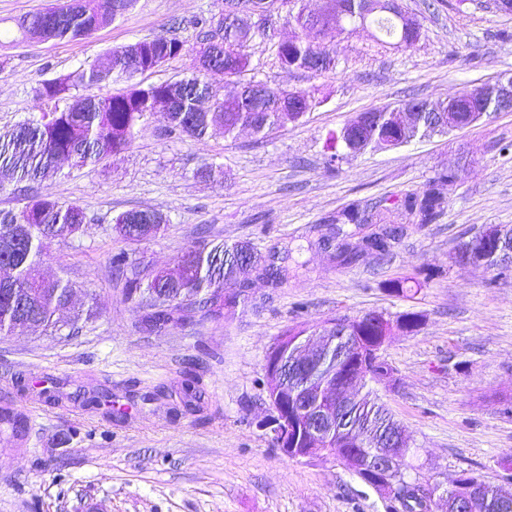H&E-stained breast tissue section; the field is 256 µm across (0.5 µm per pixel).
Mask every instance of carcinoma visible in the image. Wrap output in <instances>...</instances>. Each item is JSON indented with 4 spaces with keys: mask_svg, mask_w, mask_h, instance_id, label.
Masks as SVG:
<instances>
[{
    "mask_svg": "<svg viewBox=\"0 0 512 512\" xmlns=\"http://www.w3.org/2000/svg\"><path fill=\"white\" fill-rule=\"evenodd\" d=\"M133 4L134 0H58L51 8L18 19L16 26L24 39L37 34L45 41H77L122 17ZM285 4L289 6L288 21L301 30L278 46L281 63L288 69L309 71L317 58L322 59V69L332 67L334 61L319 38L326 30H342L346 24L372 26L397 49L412 46L420 37L399 15L388 10L385 0H337L319 16L307 13L303 0H285ZM199 37L190 75L174 84L144 85L133 78L179 55L184 43L175 37H157L139 41L134 47L113 49L105 63L94 62L45 81L41 116L0 132V179L40 185L55 177L65 164L82 168L128 148L159 98L174 101L168 113L169 131L192 138H202L210 127L220 126L226 137L247 128L256 138L263 139L307 114L311 106L309 93L269 85L264 93L257 94L249 82L240 85L214 110L196 111L193 101L208 90L213 76L221 72L226 77H236L247 70L249 60L243 48L254 33L239 22L226 25L220 17L201 20ZM116 81L126 82L125 90L69 96L74 85L103 88ZM489 95L485 84L435 102L420 100V112L413 116L405 114L406 102L392 109L361 112L331 137L335 152L328 163L339 161L345 153L361 154L385 144L398 147L416 138L446 133L448 124L444 118L450 111L457 116V127L464 128L469 124L471 110ZM447 205L448 198L433 187L407 194L399 203L418 224L432 223ZM382 221L381 211L362 210L354 203L335 219L340 225ZM167 223L166 216L158 211L133 209L115 218L113 230L124 240L141 241L157 237ZM86 224L87 215L80 206L62 204L49 194L34 196L18 212L0 210V267L12 272L0 279L1 335L12 334L26 324L46 330L56 328V313L69 305L73 286L61 279L43 277L41 256L49 242L77 237L85 232ZM397 236V228L385 227L357 239L355 234L338 227L336 259L349 263L365 252L386 254ZM247 247L246 242H219L191 249L181 256L174 275L150 270L125 252L113 255L111 264L124 280L126 298L148 311L146 327L160 332L184 320L187 312L204 318L223 315L224 309L238 305L254 276L265 279L271 288L280 287L287 278V267L273 260L263 261L256 251L250 266L244 267L237 256ZM486 266L496 272L498 279L512 274L511 224L503 225L499 244L487 252ZM396 321L402 332L411 333L421 325L422 315L406 312ZM307 331L323 337V348L307 376L288 373L279 388L283 393L301 390L313 400L336 398V418L328 429L329 447L338 450L340 463L361 480H366V473L378 456H396L392 468L380 475L397 485L396 493L387 498V512H434L442 502L448 505L444 512H452L449 505L461 492L474 496L475 512H512V493L470 470L459 471L449 486L424 473L404 426L373 391L361 395L352 386L343 392L335 389L330 367H336V375H341L360 354L364 343L384 335L382 325L375 321V312L361 316L336 314L315 329L295 325L285 329L283 335L296 337ZM391 373L389 364L379 357L368 363L358 387Z\"/></svg>",
    "mask_w": 512,
    "mask_h": 512,
    "instance_id": "obj_1",
    "label": "carcinoma"
}]
</instances>
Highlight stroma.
<instances>
[{"label": "stroma", "instance_id": "stroma-1", "mask_svg": "<svg viewBox=\"0 0 512 512\" xmlns=\"http://www.w3.org/2000/svg\"><path fill=\"white\" fill-rule=\"evenodd\" d=\"M52 0H0V130L39 116L43 81L69 74L112 49L157 36L184 51L141 75L146 84L188 74L198 17L224 0H135L120 19L82 41L21 39L15 19ZM421 26L409 48L378 43L372 29L326 32L336 65L322 72L285 69L280 42L295 28L287 9L248 17L258 32L239 79L311 91L300 121L263 140L217 130L195 139L167 134L159 111L132 145L95 165L63 168L44 185L59 202L82 207L81 236L53 241L41 258L50 279L70 281L58 330L32 327L0 335V409L25 419L22 435L0 426V512H386L384 498L335 459L285 458L256 425L268 409L265 359L286 327H316L331 315L369 310L423 313L418 332L396 333L383 355L390 378L372 389L406 428L437 481L469 469L512 490V279L452 260L458 245L488 224L512 225V112L390 149L326 163L329 135L359 113L410 99L435 101L452 88L478 87L512 72V13L456 0H402ZM211 164L213 177L199 168ZM459 179L445 213L403 228L387 255L337 263L317 241L354 201L392 206L425 188L441 170ZM169 218L163 234L118 240L115 218L132 209ZM248 241L284 258L288 279L270 289L253 281L224 316L139 331L144 315L126 299L109 259L124 251L156 269H175L183 252L211 240ZM416 279L409 296L389 280ZM95 309V320L76 314ZM197 381L193 406L181 400ZM60 394L46 401L41 387ZM111 392L127 416L84 407L77 395Z\"/></svg>", "mask_w": 512, "mask_h": 512}]
</instances>
